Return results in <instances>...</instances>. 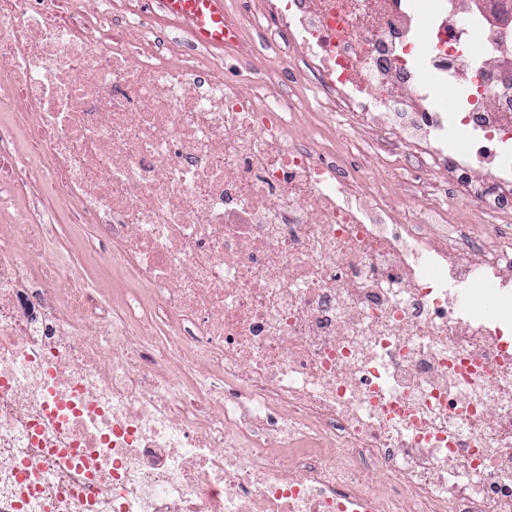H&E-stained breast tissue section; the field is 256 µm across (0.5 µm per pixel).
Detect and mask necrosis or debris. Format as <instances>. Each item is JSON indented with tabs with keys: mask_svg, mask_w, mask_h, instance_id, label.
<instances>
[{
	"mask_svg": "<svg viewBox=\"0 0 512 512\" xmlns=\"http://www.w3.org/2000/svg\"><path fill=\"white\" fill-rule=\"evenodd\" d=\"M449 10L231 0L218 50L165 0H0V512H512V32ZM338 116L487 164L478 223L337 170Z\"/></svg>",
	"mask_w": 512,
	"mask_h": 512,
	"instance_id": "obj_1",
	"label": "necrosis or debris"
}]
</instances>
